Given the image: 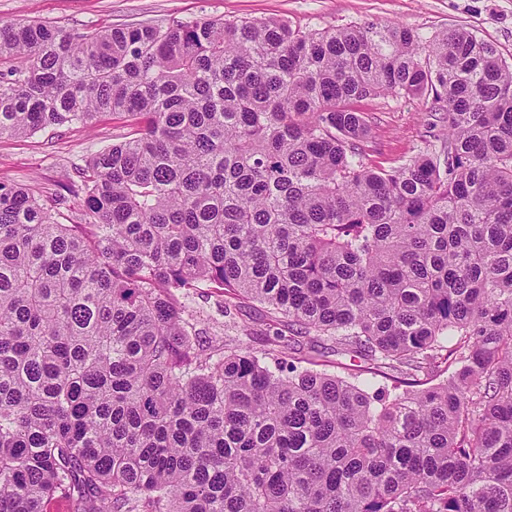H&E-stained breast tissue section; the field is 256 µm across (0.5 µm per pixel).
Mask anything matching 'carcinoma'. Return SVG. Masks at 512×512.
I'll return each mask as SVG.
<instances>
[{"label":"carcinoma","mask_w":512,"mask_h":512,"mask_svg":"<svg viewBox=\"0 0 512 512\" xmlns=\"http://www.w3.org/2000/svg\"><path fill=\"white\" fill-rule=\"evenodd\" d=\"M448 136L364 162L357 103ZM120 125L57 222L0 179V512H512V63L465 28L0 20V137ZM210 288L236 331L204 336ZM333 344L363 361L316 369ZM274 360V366L266 358Z\"/></svg>","instance_id":"1"}]
</instances>
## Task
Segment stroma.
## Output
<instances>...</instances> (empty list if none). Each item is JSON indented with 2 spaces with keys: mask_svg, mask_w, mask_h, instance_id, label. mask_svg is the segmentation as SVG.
Masks as SVG:
<instances>
[{
  "mask_svg": "<svg viewBox=\"0 0 512 512\" xmlns=\"http://www.w3.org/2000/svg\"><path fill=\"white\" fill-rule=\"evenodd\" d=\"M202 17H277L307 29L396 22L426 37L463 27L494 43L512 62V0H0V20H38L79 30ZM359 107L370 128L363 144L369 165L388 167L421 150H440L445 127L427 128L430 100L381 96ZM116 133L105 119L91 129L73 124L2 139L0 178L51 199L59 185L77 182L78 168L110 146Z\"/></svg>",
  "mask_w": 512,
  "mask_h": 512,
  "instance_id": "1",
  "label": "stroma"
}]
</instances>
